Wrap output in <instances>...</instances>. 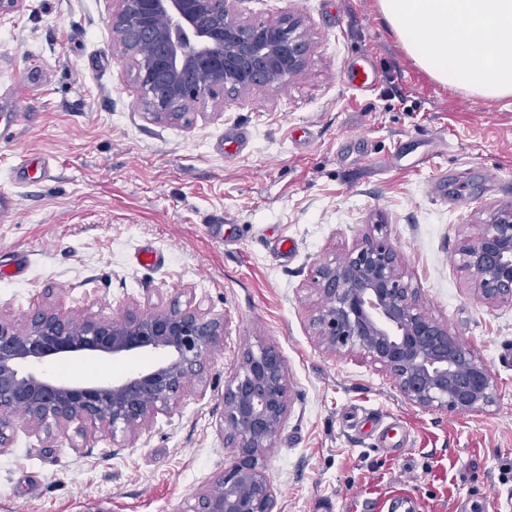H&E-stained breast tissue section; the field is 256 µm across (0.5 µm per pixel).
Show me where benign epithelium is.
<instances>
[{
  "label": "benign epithelium",
  "instance_id": "7a95c632",
  "mask_svg": "<svg viewBox=\"0 0 512 512\" xmlns=\"http://www.w3.org/2000/svg\"><path fill=\"white\" fill-rule=\"evenodd\" d=\"M237 2L111 0L113 46L131 62L154 120L179 119L224 95L276 93L305 70L312 42L301 20L244 18ZM459 256V269L485 303L511 306L512 203L496 208L478 235L462 242ZM312 284L322 304L311 325L326 349L379 366L422 409L465 415L492 402L491 367L424 311L385 234H366L342 257L319 264ZM224 329L223 318L178 300L146 308L132 302L118 320L40 308L22 327L0 308V447L8 446L18 411L33 432L48 437L72 427L82 438L98 429L114 443L134 439L177 408L189 383L206 395ZM141 351L158 353L160 362L108 382L57 381L37 371L62 354L118 359ZM288 407L279 350L262 339L247 345L224 382V445L232 460L183 512H275L262 450Z\"/></svg>",
  "mask_w": 512,
  "mask_h": 512
}]
</instances>
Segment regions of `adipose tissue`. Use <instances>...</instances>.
<instances>
[{"instance_id": "adipose-tissue-1", "label": "adipose tissue", "mask_w": 512, "mask_h": 512, "mask_svg": "<svg viewBox=\"0 0 512 512\" xmlns=\"http://www.w3.org/2000/svg\"><path fill=\"white\" fill-rule=\"evenodd\" d=\"M381 21L436 82L512 99V0H376Z\"/></svg>"}]
</instances>
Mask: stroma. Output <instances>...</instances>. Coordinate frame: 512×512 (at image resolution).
Returning a JSON list of instances; mask_svg holds the SVG:
<instances>
[{"label":"stroma","mask_w":512,"mask_h":512,"mask_svg":"<svg viewBox=\"0 0 512 512\" xmlns=\"http://www.w3.org/2000/svg\"><path fill=\"white\" fill-rule=\"evenodd\" d=\"M248 18L301 17L308 66L278 93L195 106L185 120L146 114L130 62L113 47L110 0H25L0 18V90L28 83L14 138L0 142V189L18 209L0 222V265L29 259L24 279L0 278V306L23 319L59 306L116 317L121 306L192 302L224 317V346L205 397L180 405L124 447L110 434L36 436L16 424L0 449V512H182L231 453L224 446V382L262 339L287 367L288 417L264 452L278 512H379L401 491L412 512H478L512 493V305L490 306L459 269L458 248L497 206L512 202V102L473 97L416 67L380 21L375 0H240ZM369 57L375 90L343 80ZM245 129L227 157L225 133ZM443 139L422 168L390 164L396 143ZM375 164L359 159L362 149ZM458 171L450 207L429 191ZM399 254L426 312L492 368L485 409L465 415L410 404L367 359L325 350L311 327L319 263L350 250L374 225ZM294 244L281 256L280 240ZM165 261L144 267V244ZM158 354L117 360L73 354L42 369L64 381L146 371ZM374 413L398 429L360 438Z\"/></svg>","instance_id":"1"}]
</instances>
